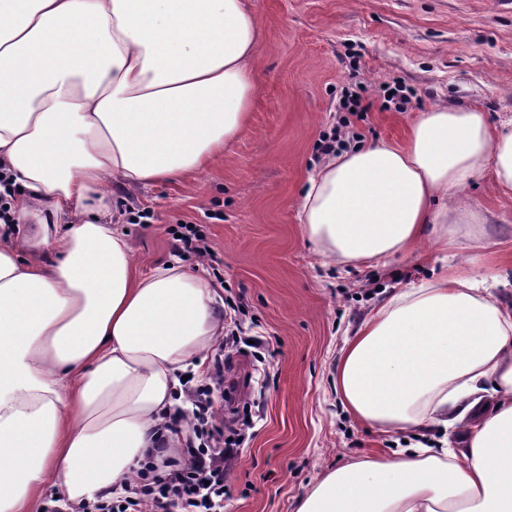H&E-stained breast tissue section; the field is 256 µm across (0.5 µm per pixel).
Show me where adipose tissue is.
Here are the masks:
<instances>
[{
    "instance_id": "obj_1",
    "label": "adipose tissue",
    "mask_w": 512,
    "mask_h": 512,
    "mask_svg": "<svg viewBox=\"0 0 512 512\" xmlns=\"http://www.w3.org/2000/svg\"><path fill=\"white\" fill-rule=\"evenodd\" d=\"M260 23L245 0H0V512L118 490L169 416L178 372L224 333L211 284L133 272L110 182L209 169L244 130ZM512 195V120L419 112L401 142L327 155L301 220L321 255L387 265L425 236L485 245L463 189ZM440 269L347 337L336 393L409 447L328 471L296 512H512V306ZM463 427L462 453L426 446Z\"/></svg>"
}]
</instances>
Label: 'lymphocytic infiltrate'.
I'll use <instances>...</instances> for the list:
<instances>
[{
    "label": "lymphocytic infiltrate",
    "instance_id": "1",
    "mask_svg": "<svg viewBox=\"0 0 512 512\" xmlns=\"http://www.w3.org/2000/svg\"><path fill=\"white\" fill-rule=\"evenodd\" d=\"M191 416L171 417L159 434L184 433L177 448L159 446L140 462L123 493L102 494L70 512H220L224 478L242 453L244 428L224 423L218 404L227 400L224 358L215 354L208 383L186 389Z\"/></svg>",
    "mask_w": 512,
    "mask_h": 512
}]
</instances>
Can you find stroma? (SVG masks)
I'll return each mask as SVG.
<instances>
[{"mask_svg":"<svg viewBox=\"0 0 512 512\" xmlns=\"http://www.w3.org/2000/svg\"><path fill=\"white\" fill-rule=\"evenodd\" d=\"M262 30L257 92L247 126L224 160L204 172L116 188L134 269L173 263L172 232L206 234L215 265L183 261L237 304L243 355L225 369L247 397L245 449L226 481L224 512H294L322 474L349 460L391 454L381 437L342 411L334 382L344 338L391 289L428 281L442 264L422 240L384 267L326 266L304 232L299 202L321 154L317 144L345 114L351 76L371 107L353 120L357 141H403L417 112L476 107L491 121L512 117V0H248ZM412 91L406 111L385 108L384 88ZM487 217L488 245L459 243L454 264L512 282V196L489 182L467 188Z\"/></svg>","mask_w":512,"mask_h":512,"instance_id":"stroma-1","label":"stroma"}]
</instances>
